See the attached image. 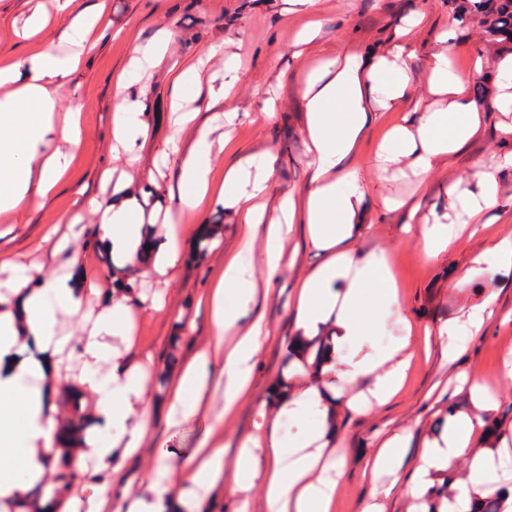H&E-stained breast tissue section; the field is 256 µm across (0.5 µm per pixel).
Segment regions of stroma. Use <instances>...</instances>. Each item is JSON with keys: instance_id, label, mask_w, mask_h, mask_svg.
<instances>
[{"instance_id": "1", "label": "stroma", "mask_w": 512, "mask_h": 512, "mask_svg": "<svg viewBox=\"0 0 512 512\" xmlns=\"http://www.w3.org/2000/svg\"><path fill=\"white\" fill-rule=\"evenodd\" d=\"M84 5L104 3L106 21L89 44L79 68L55 92V121H62L73 105L81 107L82 142L67 178L42 205L31 206L12 215L0 214V254L14 258L26 274L39 279L64 271L67 256L56 252L55 243L66 230L61 217L75 211L77 200L90 196H110L112 184L102 180L105 170H113L114 182L132 180L140 191L145 212L157 217H175L185 240V251L178 266L167 275L134 270L130 276L134 295L151 300L163 298L162 310H149L137 321L133 360L149 361L148 376L153 396V416L140 453L122 463L123 480L131 494L145 491L157 467L154 450L167 445L191 451L203 439L223 444L226 460H233L242 439L254 433L258 411L264 398L262 388L240 400L221 420H214L207 407H200L180 425L168 423V388L159 377L165 374L166 355L175 351L185 361L191 343L204 342L213 333L212 316L205 297L224 273L225 258L241 246L239 228L229 208L210 200L199 211L180 213L181 190L179 156L169 145L175 112L171 110L173 63L196 66L200 73L198 91L189 96L185 108L195 114L182 134V149L194 143V131L212 127L214 135L224 132V113L237 108L239 116L230 151L214 154L216 165L247 156L262 148L274 152L273 194H305L310 186L311 169L303 135L305 113L301 96L305 75L318 61L336 56L347 46L381 48L394 34L406 15L424 16L412 40L413 55L407 65L413 75L427 66L440 34L447 28L456 33L454 62L465 70L477 53L493 55L494 41L486 37L475 20L454 24L448 0H315L309 10L287 13L282 0H82ZM42 11L47 21L36 33H24L27 17ZM320 23L317 36L296 45L295 36L309 21ZM69 23L58 11L55 0H0V55L19 61L38 55L49 45L59 44ZM171 40L164 59L135 85L140 119L146 134L138 142V160L127 166L112 151L114 82L126 67L138 45L152 42L161 31ZM223 46V55H239L242 71L231 102L214 99L213 90L224 82L223 56H210L214 46ZM285 82H278L279 72ZM494 86L476 82L474 99L486 105L484 133L468 149L451 158L434 175L430 190L415 193L409 179L377 181L366 169L381 129L399 122L401 113H382L360 145L354 159L364 170L367 191L363 206L374 224L365 238L367 248L382 247L389 254L398 285L400 308L389 306L377 289L367 293L366 310L376 316L370 325L369 341L374 352H381L398 337V314H406L416 328H436L456 317L459 309L475 300L480 292L496 293L494 313L483 330L463 337V350L456 360L448 358L447 339L417 338L416 350L400 392L388 403L372 407L364 415L345 414L341 423L339 452L346 459L332 512H361L373 489L394 486L387 501V512H408L413 504L410 488L416 480L415 468L425 440L439 437L450 414L471 413L475 406L468 390L459 388L454 376L459 372L477 374L485 383V405L489 417L503 428L512 427V268L484 265L467 283H459L460 273L472 256L493 239L512 236V207L492 211L484 231L436 259H424L414 241L400 230L395 216L380 217L379 196L388 194L415 197L422 211L442 210L447 204L445 190L451 183L476 190L474 163L480 158L512 153V137H504L500 127L503 113L490 108ZM276 97L278 110L273 119L252 121L250 114L263 99ZM221 220L215 240L198 242L197 225ZM83 231L75 246L85 257L84 275L108 288L112 269L119 256L100 250L96 238V218L84 214ZM269 245L266 231H258L253 244L256 267V306L242 318L250 325L255 313H262L269 335L256 358L254 373L268 378L288 371V344L296 332L295 293L299 281L325 260L322 252L306 240L302 225H294L280 242L283 262L274 276H267L262 263ZM399 432L406 438L404 455L377 479L365 476L364 468L372 448L388 434Z\"/></svg>"}]
</instances>
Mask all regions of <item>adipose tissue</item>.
Listing matches in <instances>:
<instances>
[{"label": "adipose tissue", "instance_id": "ef3b65f1", "mask_svg": "<svg viewBox=\"0 0 512 512\" xmlns=\"http://www.w3.org/2000/svg\"><path fill=\"white\" fill-rule=\"evenodd\" d=\"M64 47L48 46L23 62L0 59V86L13 90L0 97V213L14 211L52 194L64 180L81 144L80 107H73L62 126L49 116L55 110L52 88L63 86L78 69L85 47L102 20L101 12L71 11ZM421 19L409 14L392 41L380 52L362 56L350 49L312 67L302 92L304 132L308 141L311 187L304 199L294 193L271 200L275 157L264 149L217 169L209 157L210 132L200 128L194 146L183 155L179 208L197 211L208 197L223 200L240 227L241 249L226 263L208 303L213 337L169 383V415H185L186 392L204 394L214 375L224 379V410H231L254 382L253 360L261 349V323L241 329L240 321L255 301V266L251 255L259 225L278 236L282 225L305 224L314 248L325 263L304 277L295 297L297 334L290 343L292 369L267 384L268 405L260 412L256 433L246 436L225 464L224 449L202 442L188 455L194 471L181 485L172 481L171 464L178 449L157 448L159 464L146 493L133 497L127 512H204L220 484L239 492L237 512H249L250 493L259 490L263 512H332L344 475L337 456V420L342 411L358 414L382 405L403 387L413 358L414 328L401 319L402 332L382 354L366 349L365 296L382 291L398 305L383 248L364 251L359 237L368 227L361 220L365 184L352 162L375 113L391 112L418 90L426 108L419 121L402 119L377 141L370 158L380 175H412L427 189L437 166L460 152L481 130L483 110L471 95L472 84L493 72L492 105L512 112V51L495 60L475 58L457 72L453 31H445L420 76L407 67L411 41ZM170 33L138 46L115 83L112 135L127 165L136 161V145L144 135L139 106L130 88L137 77L164 58ZM478 189L450 184L442 212H421L419 205L385 196L381 207L396 212L413 231L428 258L455 245L459 229L478 232L485 215L501 203L499 180L512 168V154L475 163ZM97 219V243L119 254L132 268L151 267L167 273L180 261L184 245L178 228L167 224L153 236L147 216L131 190L122 197H90L79 212L63 216L69 230L56 242L68 256L64 274L33 279L6 256H0V512H78L88 502L106 512L113 488L120 484V461L139 452L149 423L151 394L143 363H130L114 351L112 338L132 345L145 306L130 290H106L88 284L74 243L83 213ZM488 294L468 302L459 318L442 323L439 337L448 339L449 355L459 339L477 335L494 312ZM363 391H356V384ZM75 397L93 394L92 428L75 433L56 419L61 385ZM304 416L305 424L291 451L279 436L282 416ZM111 433V444L97 434ZM69 455L73 468L93 459L90 479L79 478L58 491L32 497V489L54 472V459ZM468 458L467 475L457 463ZM512 463V440L499 427L472 413L449 418L447 429L423 448L416 468L413 496L422 498L434 482H447L446 496L431 499L433 512H478L487 494L499 491L501 512H512V486L496 489L495 476ZM428 497V496H427Z\"/></svg>", "mask_w": 512, "mask_h": 512}]
</instances>
